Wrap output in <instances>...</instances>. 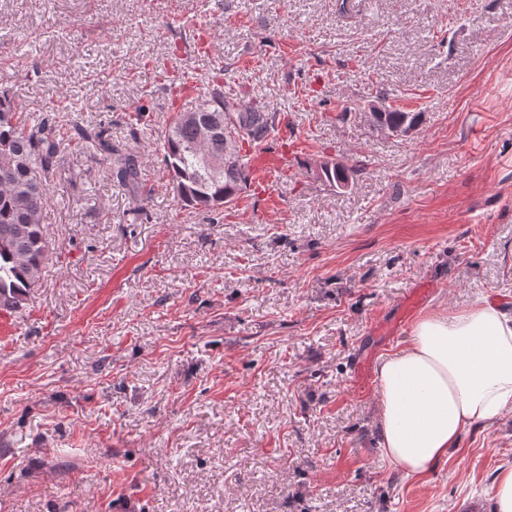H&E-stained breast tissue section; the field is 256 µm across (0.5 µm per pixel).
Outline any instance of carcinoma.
Masks as SVG:
<instances>
[{
    "label": "carcinoma",
    "mask_w": 512,
    "mask_h": 512,
    "mask_svg": "<svg viewBox=\"0 0 512 512\" xmlns=\"http://www.w3.org/2000/svg\"><path fill=\"white\" fill-rule=\"evenodd\" d=\"M208 103L185 119L174 112L163 138L165 166L179 204L186 209L215 211L236 201L247 185L246 157L278 129L281 117L264 106L236 108L218 87ZM367 119L377 130L405 134L421 123V113L369 107ZM211 129L204 137V129ZM68 133L50 114L31 115L0 94V310L23 307L53 255L54 246L40 213L50 178L60 163ZM78 138L109 161L119 183L147 195L135 159L112 143L100 126L84 128ZM223 161L214 168L208 160ZM327 182L339 188L351 175L336 163H324Z\"/></svg>",
    "instance_id": "cac0c4a2"
}]
</instances>
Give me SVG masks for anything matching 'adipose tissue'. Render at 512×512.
Segmentation results:
<instances>
[{"mask_svg": "<svg viewBox=\"0 0 512 512\" xmlns=\"http://www.w3.org/2000/svg\"><path fill=\"white\" fill-rule=\"evenodd\" d=\"M375 381L384 457L409 476L431 472L468 426L512 410V312L480 296L422 315Z\"/></svg>", "mask_w": 512, "mask_h": 512, "instance_id": "obj_1", "label": "adipose tissue"}]
</instances>
